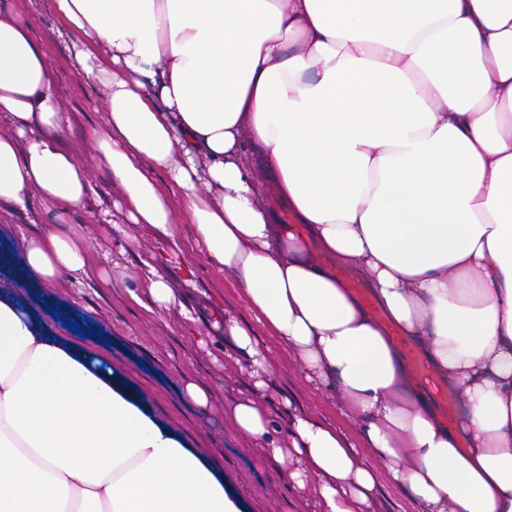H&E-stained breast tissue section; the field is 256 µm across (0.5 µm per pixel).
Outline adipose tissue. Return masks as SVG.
I'll list each match as a JSON object with an SVG mask.
<instances>
[{
  "mask_svg": "<svg viewBox=\"0 0 512 512\" xmlns=\"http://www.w3.org/2000/svg\"><path fill=\"white\" fill-rule=\"evenodd\" d=\"M54 36L101 85L97 161L128 220L208 262L338 398L374 458L325 421L271 436L273 366L249 328L238 431L263 441L319 512H372L380 476L415 512H512V0H50ZM0 209L54 208L21 242L46 285L90 275L70 216L92 194L64 148L53 71L0 10ZM274 181L295 223L257 185ZM370 286L378 321L311 254ZM0 287V512H240L224 481L92 354ZM396 335H389V328ZM422 350L462 401L447 425L397 344Z\"/></svg>",
  "mask_w": 512,
  "mask_h": 512,
  "instance_id": "adipose-tissue-1",
  "label": "adipose tissue"
}]
</instances>
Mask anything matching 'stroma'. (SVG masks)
Here are the masks:
<instances>
[{"instance_id":"35a3bbf8","label":"stroma","mask_w":512,"mask_h":512,"mask_svg":"<svg viewBox=\"0 0 512 512\" xmlns=\"http://www.w3.org/2000/svg\"><path fill=\"white\" fill-rule=\"evenodd\" d=\"M0 6L21 15L42 43L67 116L61 143L90 165L95 192L79 226L89 246L91 276L80 283L63 276L50 285L29 279L20 286L23 304L48 330L120 373L155 420L223 475L225 489L242 512H316L313 492H297L286 470L267 457L263 442L243 436L235 426L231 409L253 385L247 363L237 360L224 335L225 317L252 326L273 363L264 396L274 409L278 432H285L289 414L307 412L336 426L360 449L364 443L356 425L304 379L287 350L255 325L232 276L206 262L191 225L177 226L183 252L176 256L148 225L127 222L118 208L120 189L95 165L92 138L106 127L99 83L75 64L70 45L51 35L49 0H0ZM49 216L48 204L35 196L27 211L0 215V247L16 251L22 237L40 232ZM151 269L173 289L176 307H157L143 289L134 297L128 293V285ZM191 384L207 392L206 405L190 399Z\"/></svg>"}]
</instances>
